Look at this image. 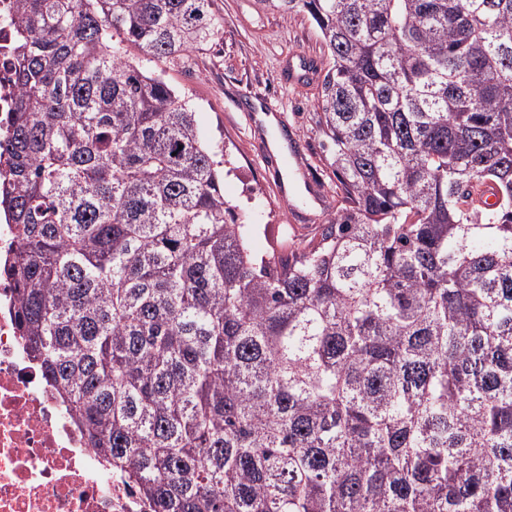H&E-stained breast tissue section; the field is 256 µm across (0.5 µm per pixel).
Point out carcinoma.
Returning <instances> with one entry per match:
<instances>
[{
	"label": "carcinoma",
	"mask_w": 512,
	"mask_h": 512,
	"mask_svg": "<svg viewBox=\"0 0 512 512\" xmlns=\"http://www.w3.org/2000/svg\"><path fill=\"white\" fill-rule=\"evenodd\" d=\"M257 2L330 52L342 191L265 253L150 67L214 0H16L19 335L151 512H512V0Z\"/></svg>",
	"instance_id": "obj_1"
}]
</instances>
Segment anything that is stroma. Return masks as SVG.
I'll use <instances>...</instances> for the list:
<instances>
[{
    "label": "stroma",
    "instance_id": "obj_1",
    "mask_svg": "<svg viewBox=\"0 0 512 512\" xmlns=\"http://www.w3.org/2000/svg\"><path fill=\"white\" fill-rule=\"evenodd\" d=\"M213 9L218 37L154 68L189 101L204 138L222 148L225 199L245 223L269 225L255 249L265 252L280 239L306 243L300 225L327 223L339 205L329 144L317 127L319 82L303 65L309 59L326 71L327 49L307 15L285 17L255 0H214ZM256 99L286 137L283 157L270 148Z\"/></svg>",
    "mask_w": 512,
    "mask_h": 512
}]
</instances>
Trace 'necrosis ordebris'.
Masks as SVG:
<instances>
[{
  "label": "necrosis or debris",
  "instance_id": "4bbe7bcc",
  "mask_svg": "<svg viewBox=\"0 0 512 512\" xmlns=\"http://www.w3.org/2000/svg\"><path fill=\"white\" fill-rule=\"evenodd\" d=\"M15 0H0V130L12 121ZM13 280L0 277V512H144L66 413L14 324Z\"/></svg>",
  "mask_w": 512,
  "mask_h": 512
}]
</instances>
